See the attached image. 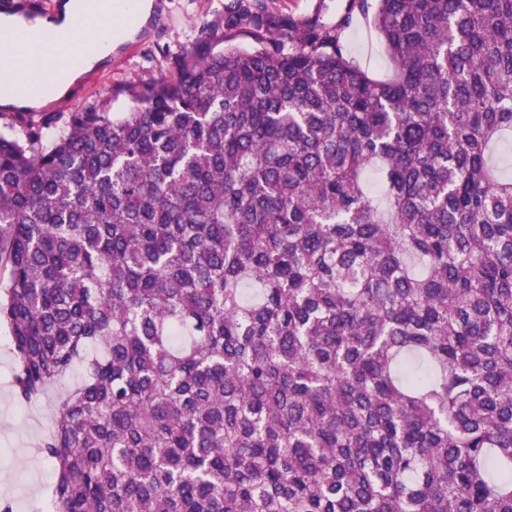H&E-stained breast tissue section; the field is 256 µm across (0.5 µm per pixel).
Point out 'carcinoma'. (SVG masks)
I'll return each mask as SVG.
<instances>
[{"label": "carcinoma", "mask_w": 512, "mask_h": 512, "mask_svg": "<svg viewBox=\"0 0 512 512\" xmlns=\"http://www.w3.org/2000/svg\"><path fill=\"white\" fill-rule=\"evenodd\" d=\"M0 134V323L50 512H512V0H350ZM264 20L272 30L288 27V22L302 26L308 23L342 24L344 52L372 78L384 80L393 74V64L385 46L369 20L359 14L348 17L349 0H264Z\"/></svg>", "instance_id": "cac0c4a2"}]
</instances>
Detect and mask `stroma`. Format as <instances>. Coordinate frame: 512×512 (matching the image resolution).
I'll use <instances>...</instances> for the list:
<instances>
[{"mask_svg": "<svg viewBox=\"0 0 512 512\" xmlns=\"http://www.w3.org/2000/svg\"><path fill=\"white\" fill-rule=\"evenodd\" d=\"M348 0H265L264 15L271 29L293 24H332L342 28L341 42L348 57L372 78L393 74L385 46L369 20L349 15ZM208 29L214 50L226 45L253 44L248 20L240 18L237 0H164L162 21L122 42L110 60L94 68L95 79L81 77L70 93L47 105L54 121L47 138L58 136L71 113L95 104L118 114L130 105V92L171 75L184 52L201 47L200 31ZM15 357L9 329L0 324V498L10 499L14 512H48V491L55 480L52 464L37 451L54 427L58 388L32 403L13 395Z\"/></svg>", "mask_w": 512, "mask_h": 512, "instance_id": "35a3bbf8", "label": "stroma"}]
</instances>
